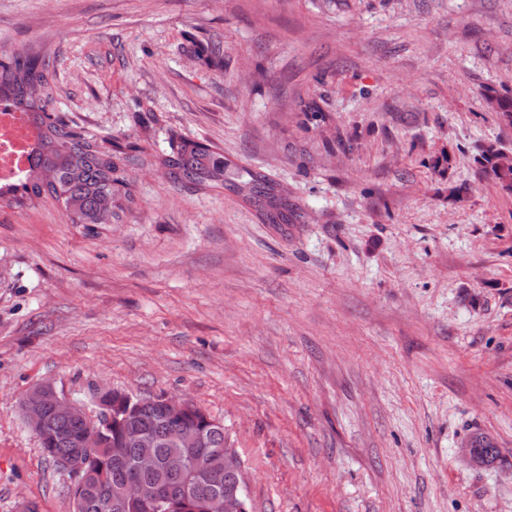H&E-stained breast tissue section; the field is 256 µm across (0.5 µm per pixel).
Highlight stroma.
<instances>
[{"instance_id":"1","label":"stroma","mask_w":512,"mask_h":512,"mask_svg":"<svg viewBox=\"0 0 512 512\" xmlns=\"http://www.w3.org/2000/svg\"><path fill=\"white\" fill-rule=\"evenodd\" d=\"M211 40L223 63L189 54ZM30 46L81 130L153 119L150 151L211 145L296 219L160 169L109 224L0 207V512L73 509L20 408L42 381L91 415L108 389L193 401L248 512H512V195L473 161L512 150L486 102L512 95V0H0V51Z\"/></svg>"}]
</instances>
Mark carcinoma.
Wrapping results in <instances>:
<instances>
[{"instance_id":"1","label":"carcinoma","mask_w":512,"mask_h":512,"mask_svg":"<svg viewBox=\"0 0 512 512\" xmlns=\"http://www.w3.org/2000/svg\"><path fill=\"white\" fill-rule=\"evenodd\" d=\"M197 59L224 60L219 41L193 44ZM50 52L13 51L0 54V100L11 101L30 115L39 129L35 168L41 174L27 178L9 190H0V206L23 208L49 197L69 214L74 224H101L104 216L120 218L133 202L129 172L136 167L160 166L173 181L199 190L228 189L243 202L259 207L262 220L281 230L293 223L288 208V191L266 174L246 170L215 151L213 147L175 132L169 136L170 152L154 158L138 142L97 140L70 123L54 105ZM500 121L512 126V96L488 98ZM475 162L501 190L512 194V151L494 143L483 145ZM49 414L50 434L38 438L48 459L53 455L77 454L85 468L84 480L73 489V512H156L141 499H128L123 486L136 480L145 490L165 498L163 512H209L210 498L217 491L234 490L239 476L224 471V430H207L205 448H189L169 437L196 432L201 427L200 409L170 419L156 397H132L131 408L120 407L116 416L88 421ZM149 428L155 437L151 448L129 446L125 456L115 458L112 449L121 442L125 429ZM180 455L187 471L174 475L166 461ZM154 459L151 470L134 471L140 457ZM473 457L490 461L497 457L482 438L473 445Z\"/></svg>"}]
</instances>
